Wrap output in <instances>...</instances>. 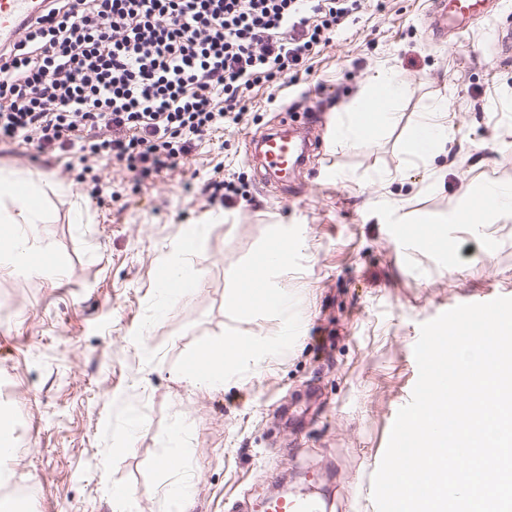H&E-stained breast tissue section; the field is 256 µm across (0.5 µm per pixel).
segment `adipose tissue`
Instances as JSON below:
<instances>
[{
	"mask_svg": "<svg viewBox=\"0 0 512 512\" xmlns=\"http://www.w3.org/2000/svg\"><path fill=\"white\" fill-rule=\"evenodd\" d=\"M404 93L394 76L380 74L375 85L365 89L350 105L351 120L339 130L341 137L354 141L368 139L382 124L393 117L395 101ZM425 137H414L412 150L421 158L433 156L448 137V106L440 104L419 124ZM43 180L25 178L18 172L0 169V261L8 260L19 270L52 274L58 269L57 262L49 253L35 250L29 243L28 225L39 223L42 218ZM204 238L199 234L184 236L173 247L166 266L165 280L182 279L196 282L199 271L196 258L202 257ZM249 356L248 347L236 340L225 339L199 350L187 366L184 377L194 387L207 385L220 387L224 384V356L228 352Z\"/></svg>",
	"mask_w": 512,
	"mask_h": 512,
	"instance_id": "ef3b65f1",
	"label": "adipose tissue"
}]
</instances>
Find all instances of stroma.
<instances>
[{
	"label": "stroma",
	"instance_id": "stroma-1",
	"mask_svg": "<svg viewBox=\"0 0 512 512\" xmlns=\"http://www.w3.org/2000/svg\"><path fill=\"white\" fill-rule=\"evenodd\" d=\"M433 9L362 0L301 75L307 94L291 105L303 113L336 96L327 113L340 123L381 70L406 91L367 142L325 129L292 202L249 160L291 106L264 88L243 123L190 155L183 180L138 194L116 167L80 177L0 155L51 180L28 234L60 265L51 277L0 268V427L15 445L5 469L29 489L25 512H171L179 484L191 489L185 512H262L284 482L296 494L314 486L324 512H376L372 477L418 378L421 323L512 297V211L451 221L488 187L512 189V60L483 19L436 40ZM442 101L453 131L434 158H417L412 132ZM212 176L254 205H208L193 187ZM278 225L288 256L267 276L288 306L239 309L241 278ZM193 226L206 235L199 283L173 297L163 264ZM423 235L435 249L418 246ZM225 338L250 344L252 360L226 356L223 387L188 386L193 353ZM115 442L121 452L105 455ZM166 456L179 466L163 473ZM115 486L134 492L118 507Z\"/></svg>",
	"mask_w": 512,
	"mask_h": 512
}]
</instances>
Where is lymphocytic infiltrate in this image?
Returning <instances> with one entry per match:
<instances>
[{
  "mask_svg": "<svg viewBox=\"0 0 512 512\" xmlns=\"http://www.w3.org/2000/svg\"><path fill=\"white\" fill-rule=\"evenodd\" d=\"M0 51V147L48 167L115 165L132 190L171 175L246 94L280 95L361 0H44Z\"/></svg>",
  "mask_w": 512,
  "mask_h": 512,
  "instance_id": "1",
  "label": "lymphocytic infiltrate"
}]
</instances>
